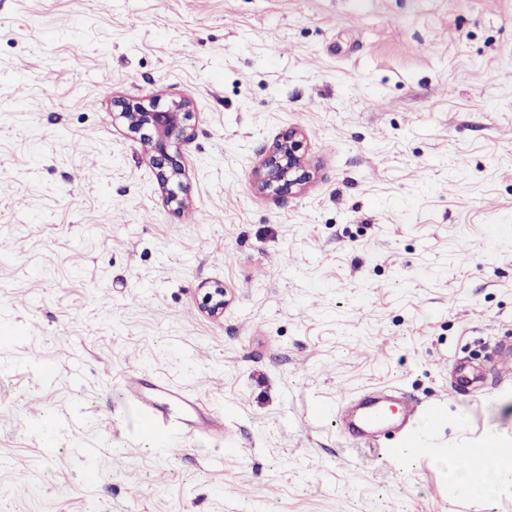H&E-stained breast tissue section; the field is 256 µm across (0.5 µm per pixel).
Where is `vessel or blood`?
<instances>
[{
  "label": "vessel or blood",
  "instance_id": "vessel-or-blood-1",
  "mask_svg": "<svg viewBox=\"0 0 512 512\" xmlns=\"http://www.w3.org/2000/svg\"><path fill=\"white\" fill-rule=\"evenodd\" d=\"M123 394L138 410L142 428L152 435L156 446L170 447L174 435L224 436V420L203 411L198 399L183 388L148 370L131 371L125 379ZM443 414L437 408L399 402L396 414H389L384 400L363 394L349 400L336 411V418L348 439L378 449L392 457L393 449L383 447L377 433L391 427L410 433L415 422L440 427Z\"/></svg>",
  "mask_w": 512,
  "mask_h": 512
}]
</instances>
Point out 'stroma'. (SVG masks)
I'll list each match as a JSON object with an SVG mask.
<instances>
[{
  "label": "stroma",
  "mask_w": 512,
  "mask_h": 512,
  "mask_svg": "<svg viewBox=\"0 0 512 512\" xmlns=\"http://www.w3.org/2000/svg\"><path fill=\"white\" fill-rule=\"evenodd\" d=\"M116 96L192 99L182 211ZM291 129L311 182L256 192ZM500 341L512 0H0V512H512L403 452L512 448ZM138 368L223 440L154 447ZM379 388L442 426L350 443L336 406Z\"/></svg>",
  "instance_id": "stroma-1"
}]
</instances>
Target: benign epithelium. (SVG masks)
<instances>
[{
	"label": "benign epithelium",
	"mask_w": 512,
	"mask_h": 512,
	"mask_svg": "<svg viewBox=\"0 0 512 512\" xmlns=\"http://www.w3.org/2000/svg\"><path fill=\"white\" fill-rule=\"evenodd\" d=\"M113 105L120 109L119 116L126 120L129 131L138 136L145 147L166 204L181 208L183 200L179 193L184 191V169L179 153L171 148L192 137V100L184 97L162 106L156 100L144 103L118 98L113 100ZM311 179L312 173L300 153L298 133L291 130L265 152L254 170L253 186L260 193L282 194L294 188L302 189ZM201 304L209 316L221 317L224 314V287L217 285L208 289Z\"/></svg>",
	"instance_id": "benign-epithelium-1"
}]
</instances>
